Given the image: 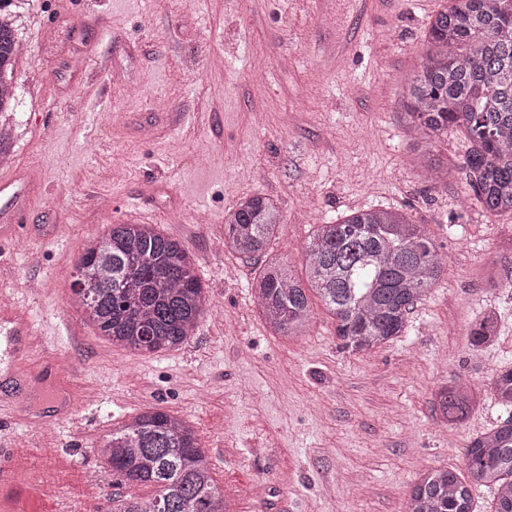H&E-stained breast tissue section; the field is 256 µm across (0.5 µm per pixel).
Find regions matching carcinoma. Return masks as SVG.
<instances>
[{"label": "carcinoma", "mask_w": 512, "mask_h": 512, "mask_svg": "<svg viewBox=\"0 0 512 512\" xmlns=\"http://www.w3.org/2000/svg\"><path fill=\"white\" fill-rule=\"evenodd\" d=\"M14 0H0V112L16 111L13 65L20 56ZM420 69L404 94L406 127L427 145L426 178L448 180V168L430 155L431 139L460 130L470 200L486 213H512V0H449L430 22ZM281 214L254 195L224 215V247L253 259L266 253ZM305 277L277 259L252 284L259 314L277 335L309 329V292L336 321L343 349L367 354L402 335L408 315L437 286L445 260L423 224L398 209L373 208L319 224L307 241ZM73 291L85 322L112 345L154 353L183 344L204 313L199 277L182 245L151 224H110L87 245ZM498 317L488 312L470 332L473 348L491 344ZM498 405L509 413L471 439L465 480L453 467L417 477L406 512H475L477 487L493 492L494 512H512V369L497 371ZM477 405L465 384L448 385L436 409L461 422ZM103 454L126 486L152 485L151 498L115 494L108 512H227L224 488L212 476L191 424L154 407L112 430Z\"/></svg>", "instance_id": "obj_1"}]
</instances>
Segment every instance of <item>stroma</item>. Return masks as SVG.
<instances>
[{
  "label": "stroma",
  "mask_w": 512,
  "mask_h": 512,
  "mask_svg": "<svg viewBox=\"0 0 512 512\" xmlns=\"http://www.w3.org/2000/svg\"><path fill=\"white\" fill-rule=\"evenodd\" d=\"M447 0H14L27 52L13 70V167L32 172L25 241L0 257V288L40 333L24 372L65 362L55 395L29 392L13 444L19 503L108 512L127 493L99 445L153 405L196 428L229 512H404L421 471L464 469L470 437L505 420L492 377L512 368V217L467 205L466 140L432 144L447 184L425 180L402 121L429 21ZM273 199L283 222L267 255L224 247V216ZM132 211L189 252L205 312L178 348L109 344L72 304L88 237ZM371 206L404 209L447 261L407 329L365 355L344 351L311 301L306 335L269 331L251 284L267 260L301 268L316 225ZM500 315L472 349L471 324ZM470 385L459 425L435 390ZM71 402L60 424L54 407Z\"/></svg>",
  "instance_id": "stroma-1"
}]
</instances>
